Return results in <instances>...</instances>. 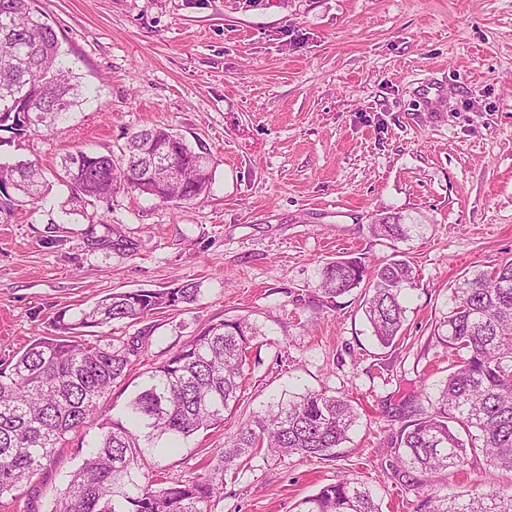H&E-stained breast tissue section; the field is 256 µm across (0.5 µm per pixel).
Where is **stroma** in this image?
<instances>
[{"label":"stroma","instance_id":"35a3bbf8","mask_svg":"<svg viewBox=\"0 0 512 512\" xmlns=\"http://www.w3.org/2000/svg\"><path fill=\"white\" fill-rule=\"evenodd\" d=\"M91 88L66 119L30 125L0 158L54 169L70 152L117 151L128 134L173 129L205 151L204 199L162 203L120 188L97 205L128 251L91 247L100 225L65 217L68 190L45 202L0 199V361L49 333L59 309L121 291L198 284L197 301L87 338L143 336L112 385L114 417L152 368L211 323L247 316L264 336L247 355L239 401L223 424L148 454L168 479L224 469L209 512H296L348 477L382 512L512 488V473L468 465L394 473L388 442L431 405L451 352L437 327L464 276L512 260V0H37ZM401 215L406 239L375 236ZM400 258L407 290L401 340L377 345L360 289L329 300L324 262ZM349 398L359 414L335 458L256 454L224 467L239 426L284 393ZM96 428L71 433L5 512H50Z\"/></svg>","mask_w":512,"mask_h":512}]
</instances>
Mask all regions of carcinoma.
<instances>
[{"label":"carcinoma","mask_w":512,"mask_h":512,"mask_svg":"<svg viewBox=\"0 0 512 512\" xmlns=\"http://www.w3.org/2000/svg\"><path fill=\"white\" fill-rule=\"evenodd\" d=\"M90 100L80 74L65 58L53 26L37 15L35 0H0V133L17 138L28 122L51 125ZM166 156L179 177L166 184L141 180L137 171ZM58 181L69 190L74 213L107 231L105 216L86 206L109 200L121 186L162 202L193 201L212 182L207 157L171 129L152 126L132 133L120 155L79 150L60 161ZM49 184L30 160L0 163V196L22 194L40 202ZM373 231L408 236L402 216L375 218ZM319 287L334 299L368 281L362 309L380 346L401 338L406 308L402 294L415 280L404 259L371 267L361 257L331 260L319 270ZM200 288L183 283L159 290L114 292L78 316L62 310L51 333L16 358L0 364V497L27 483L60 448L67 435L88 425L98 429L92 449L69 474L51 512H207L223 490L224 474L161 481L139 474L147 459L142 443L159 447L163 437L188 438L224 423L238 399L248 350L264 335L246 317L207 325L151 370L125 408L128 423L113 418L105 394L141 349V337L87 339L83 327L136 322L154 310H173L197 300ZM440 341L457 354L456 364L428 412L413 410L390 448L396 462L424 475L463 466L483 456L497 470L512 471V261L466 277L452 291V306L438 325ZM358 414L351 401L319 391L280 399L243 424L224 449V468L262 450L274 456L328 459L348 441ZM418 512H512V491L469 494L459 501L426 494ZM297 512H381L371 489L344 478L297 504Z\"/></svg>","instance_id":"1"}]
</instances>
